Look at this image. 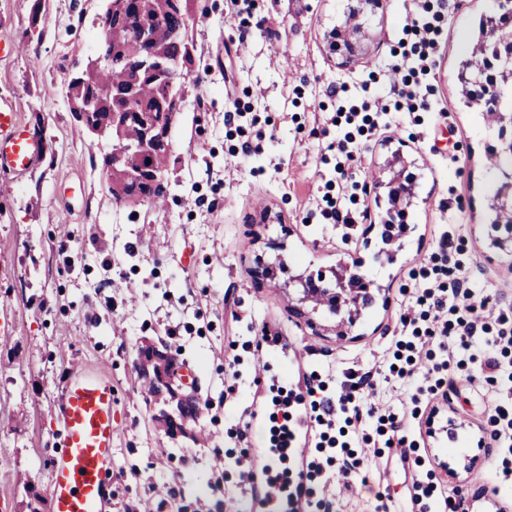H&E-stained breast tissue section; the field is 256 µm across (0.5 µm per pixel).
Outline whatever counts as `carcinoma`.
Segmentation results:
<instances>
[{
	"instance_id": "obj_1",
	"label": "carcinoma",
	"mask_w": 512,
	"mask_h": 512,
	"mask_svg": "<svg viewBox=\"0 0 512 512\" xmlns=\"http://www.w3.org/2000/svg\"><path fill=\"white\" fill-rule=\"evenodd\" d=\"M110 30L101 31L97 53L107 65L75 73L68 84L70 111L84 127L105 124L112 138L126 144L142 140L143 126L137 120L115 121L119 112L146 111L149 120L167 124L176 111L179 86L168 89L166 79L176 71L184 75L193 62L192 44L186 39L191 0H111ZM148 58L143 70L139 63ZM170 141H157L144 152L132 150L112 163L107 191L115 205H122L130 192L128 176L143 168L167 169ZM137 368L144 387L160 405L156 427L173 439L175 428L182 436L199 427L206 404L187 394L181 384L162 383L170 375L177 352L164 341L142 342Z\"/></svg>"
}]
</instances>
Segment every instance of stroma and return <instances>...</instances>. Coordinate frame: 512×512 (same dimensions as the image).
<instances>
[{
  "mask_svg": "<svg viewBox=\"0 0 512 512\" xmlns=\"http://www.w3.org/2000/svg\"><path fill=\"white\" fill-rule=\"evenodd\" d=\"M351 0H194L187 35L195 52L180 81L163 207L113 205L102 161L111 141L85 130L69 110L68 82L96 54L104 0H0V41L27 50L0 58V101L47 141L42 164L13 180L0 175V498L8 512H51L49 468L61 427L53 403L72 367L112 383L114 439L109 512H258L241 471L267 455L247 423L265 401L262 376L282 393L313 386L336 398L348 374L369 375L366 400L415 413L409 458H420L438 487L483 503L491 467L512 456L478 447L490 414L477 405L500 386L458 387L436 399V415L412 403L435 386L425 357L412 375L391 372L406 359L412 333H400L402 305L418 329L431 323L417 305L423 288H451L452 267L470 269L486 298L484 339L506 332L512 315V254L490 253V199L512 173L495 165L497 130L458 80L483 36L479 22L497 0H388L369 14L361 49L348 58L328 33ZM421 17L436 41L429 75L412 69ZM415 89L413 103L389 76ZM356 118H348L346 108ZM348 139L362 167L343 179L328 144ZM402 151L414 178L404 216L389 215L388 163ZM351 223L334 222L331 210ZM405 223L399 244L383 241L386 223ZM448 233L452 247L441 252ZM349 266L371 282L373 301L348 335L334 332L326 309L295 316L291 278ZM276 327L278 345L262 339ZM169 338L208 405L207 444L156 432L158 410L135 371L141 338ZM369 448L350 486L336 481L330 448L308 440L312 495L301 512H377L378 495L403 493L399 460L380 455L388 438L361 428ZM468 443L450 452L448 435Z\"/></svg>",
  "mask_w": 512,
  "mask_h": 512,
  "instance_id": "1",
  "label": "stroma"
}]
</instances>
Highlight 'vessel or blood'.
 <instances>
[{
  "mask_svg": "<svg viewBox=\"0 0 512 512\" xmlns=\"http://www.w3.org/2000/svg\"><path fill=\"white\" fill-rule=\"evenodd\" d=\"M47 151L41 133L21 122L13 107L0 103V173L19 177L39 165ZM64 442L51 458L52 512H106L105 476L112 467V386L101 376L72 369L56 404ZM261 512L288 508L278 485L264 483Z\"/></svg>",
  "mask_w": 512,
  "mask_h": 512,
  "instance_id": "1",
  "label": "vessel or blood"
}]
</instances>
